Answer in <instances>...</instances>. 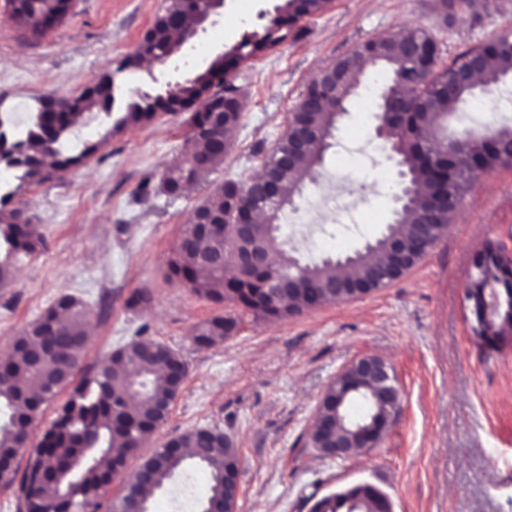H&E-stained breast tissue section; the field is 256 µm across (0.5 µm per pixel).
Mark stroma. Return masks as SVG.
<instances>
[{
	"mask_svg": "<svg viewBox=\"0 0 512 512\" xmlns=\"http://www.w3.org/2000/svg\"><path fill=\"white\" fill-rule=\"evenodd\" d=\"M278 0H225L195 39L166 62L119 70L135 53L166 0H71L64 22L31 38L0 0V115L33 113L42 96L78 95L96 76L117 71L126 95L156 94L209 67L244 35L262 32ZM435 0H332L304 18L301 35L242 62L233 74L243 111L223 165L181 197L160 193L166 168L184 160L190 115L157 113L153 121L108 133L85 113L69 145L102 147L62 177L23 186L11 205L31 216L41 242L19 256L0 286V356L55 299L70 294L89 312L91 335L81 372L145 336L174 349L187 368L172 411L146 441L150 455L197 428L223 432L238 450L236 512H310L318 498L366 482L386 493L393 512H512V344L480 347L465 288L487 242L512 259V166L479 172L447 233L398 281L366 296L275 322L232 303H215L168 276V262L193 211L219 184L246 180L287 127L311 78L363 43L420 27L441 48L442 62L512 32V0L487 12H459L444 24ZM376 90L365 79L351 98L295 201V223L281 224L286 249L300 261L364 251L392 217L395 169L375 137ZM488 110L453 115L449 131L512 124V76L499 80ZM147 292L131 309L127 299ZM238 317L234 336L204 347L197 324ZM393 368L400 408L382 439L336 459L314 448L319 401L360 357ZM206 472L189 467L152 498L153 512H199Z\"/></svg>",
	"mask_w": 512,
	"mask_h": 512,
	"instance_id": "stroma-1",
	"label": "stroma"
}]
</instances>
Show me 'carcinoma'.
Masks as SVG:
<instances>
[{"label": "carcinoma", "mask_w": 512, "mask_h": 512, "mask_svg": "<svg viewBox=\"0 0 512 512\" xmlns=\"http://www.w3.org/2000/svg\"><path fill=\"white\" fill-rule=\"evenodd\" d=\"M12 18L35 35H43L61 23L70 8L69 0H10ZM331 0H280L276 24L260 36L232 48L230 56L216 58L205 70L179 85L177 91L163 97L148 96L124 102L115 73L139 67L145 58L162 59L164 47L172 34L187 41L194 36L196 2L169 0L163 13L156 16L144 33L136 53L125 59L116 71H107L92 79L75 97L49 95L39 100L40 107L20 135L0 130L5 155L4 168L16 172L20 183H40L80 165L94 155L112 135L107 131L101 140L86 144L76 154L65 148L71 129L86 112L112 117L121 113L114 128L120 129L151 121L157 112H174L199 106L192 117L186 139L189 155L203 161L201 171L175 164L164 173L159 189L172 197L181 196L201 175L224 163L230 140L239 125L243 104L238 88L226 82L229 70L238 67L249 55L261 52L272 42H284L294 25L306 16L325 10ZM414 43L419 51L411 52ZM483 53L486 86L512 71V34L501 35L475 48L459 53L449 64H439L438 43L426 30L415 28L404 38L395 36L368 41L352 54L339 58L319 70L308 84L304 96L327 99L325 106L310 110L295 107L289 126L310 135V143L323 145L336 129L339 113L355 87L352 75L366 67L384 70L388 95L381 99L379 110L390 111L392 97L407 95L405 127L394 132L392 123L384 126L383 143L393 152L416 186V204L386 225L381 237L343 263L322 261L302 263L288 255L280 240L278 214L293 205L306 178L321 160V151L302 147L298 139L283 133L262 159L270 182L259 189L248 181L228 180L201 202L193 216H206L213 224H231L248 212L261 213L264 220L254 223L252 242L258 244L266 261L251 267L241 276L226 273L219 262L225 248L235 246L221 233L203 237L197 224L189 220L182 237L189 245H179L169 261L170 276L209 300L233 303L250 311L255 318L269 321L287 319L336 302V283L357 281L371 291L387 286L383 277L391 268L389 243L393 239H410L423 212L431 210L426 237L436 243L448 230L456 211V199L463 197L473 170L506 166L503 151L488 144L484 137L464 132L460 155L442 158L434 143L423 132L442 126L459 106L475 96L472 86L460 84L456 97L448 98L446 83L453 79L465 59L474 51ZM219 90H214V87ZM54 162L46 169L45 158ZM13 192L0 195V285L10 279L11 258L36 250L29 218L20 208L4 210ZM483 254L492 259L485 277L500 285L499 292L512 290V280L502 264L499 250L488 242ZM298 277L309 284L302 290V304L287 303L288 294L272 299L275 284ZM89 312L82 302L69 294L60 295L17 337L11 356L0 361V460L10 462L24 447L29 427L40 407L55 398L59 390L71 385L67 402L43 433L39 448L28 460L22 477L10 468L0 472V485L6 488L19 482L20 512H98L101 490L110 483L131 457L137 455L151 433L168 417L170 406L179 393L168 374L171 358L177 356L168 345L140 336L113 352L91 374L74 381L83 358ZM238 319L228 315L206 320L195 328V341L212 345L233 335ZM355 400L368 405L378 425L388 430L398 406L385 407L383 389L364 377L347 374L335 380L324 392L323 414L333 422L330 431L315 425L314 445H328L336 433L355 438L362 434L345 414V406ZM182 452L168 455L158 448L143 459L140 466L149 470V488L127 481L108 512H128L139 500L144 512H152L151 498L163 488L172 474L187 466L205 469L209 475V495L201 504L205 512H225L224 472L238 471V453L221 432L195 429L173 439ZM389 508L385 495L369 485L336 492L319 500L313 512H384Z\"/></svg>", "instance_id": "1"}]
</instances>
